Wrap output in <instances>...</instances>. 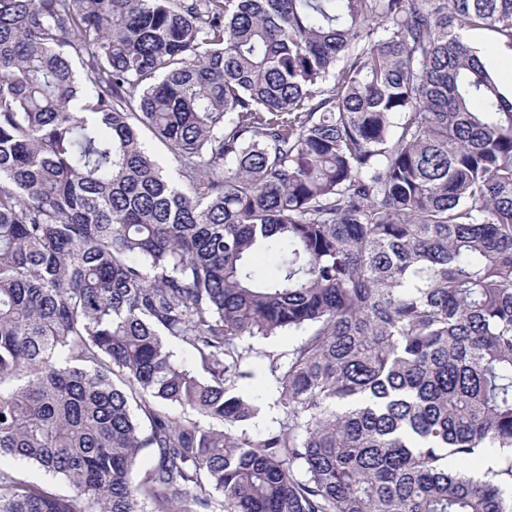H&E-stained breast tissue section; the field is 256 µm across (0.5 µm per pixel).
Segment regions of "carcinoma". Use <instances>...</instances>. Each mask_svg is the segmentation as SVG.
<instances>
[{"instance_id":"obj_1","label":"carcinoma","mask_w":512,"mask_h":512,"mask_svg":"<svg viewBox=\"0 0 512 512\" xmlns=\"http://www.w3.org/2000/svg\"><path fill=\"white\" fill-rule=\"evenodd\" d=\"M464 28L512 0H0V458L73 490L0 469V512H512V95ZM298 330L254 438L249 340ZM1 466L2 469L6 471L22 474L34 482L41 483L50 480V478L46 476L41 470L29 463H26L25 461L11 457H5L1 463Z\"/></svg>"}]
</instances>
